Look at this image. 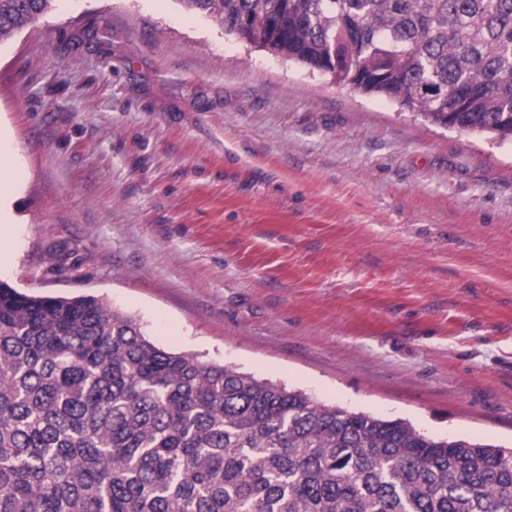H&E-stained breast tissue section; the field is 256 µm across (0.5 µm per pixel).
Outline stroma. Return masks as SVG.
Listing matches in <instances>:
<instances>
[{
  "label": "stroma",
  "mask_w": 512,
  "mask_h": 512,
  "mask_svg": "<svg viewBox=\"0 0 512 512\" xmlns=\"http://www.w3.org/2000/svg\"><path fill=\"white\" fill-rule=\"evenodd\" d=\"M0 281L150 340L512 445V142L248 45L177 0H54L0 42Z\"/></svg>",
  "instance_id": "obj_1"
}]
</instances>
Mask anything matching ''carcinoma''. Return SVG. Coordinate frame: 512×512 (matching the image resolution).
I'll return each instance as SVG.
<instances>
[{
  "label": "carcinoma",
  "instance_id": "obj_1",
  "mask_svg": "<svg viewBox=\"0 0 512 512\" xmlns=\"http://www.w3.org/2000/svg\"><path fill=\"white\" fill-rule=\"evenodd\" d=\"M53 0H0V42ZM435 124L512 140V0H177ZM0 512H512V448L156 346L0 282Z\"/></svg>",
  "mask_w": 512,
  "mask_h": 512
}]
</instances>
